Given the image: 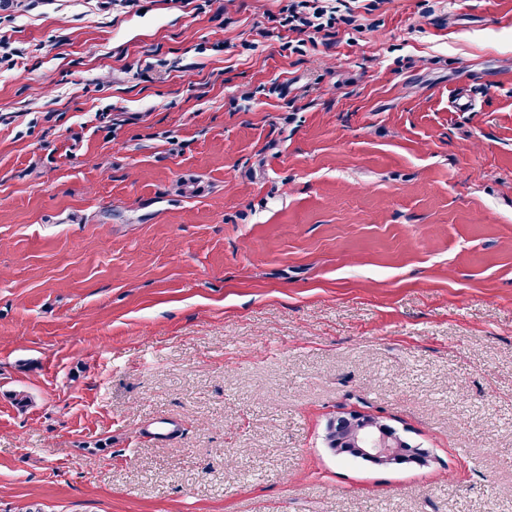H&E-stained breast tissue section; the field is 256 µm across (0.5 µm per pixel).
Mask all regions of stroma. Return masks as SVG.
<instances>
[{"mask_svg":"<svg viewBox=\"0 0 512 512\" xmlns=\"http://www.w3.org/2000/svg\"><path fill=\"white\" fill-rule=\"evenodd\" d=\"M294 2L0 0V512H512V0ZM327 12L328 10L318 12L316 16H314L315 21L295 14H292L291 17L293 21H299L300 25H296L295 27H298L300 31L304 32L309 41H316L314 35L321 34L322 32L325 37L335 34V32H331L330 30L335 28L337 20L335 17L336 11H329V14ZM325 442L336 454L353 450L381 467L412 459L408 443L393 427L359 411L342 412L330 420L326 426Z\"/></svg>","mask_w":512,"mask_h":512,"instance_id":"obj_1","label":"stroma"}]
</instances>
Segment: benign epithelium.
<instances>
[{
	"label": "benign epithelium",
	"mask_w": 512,
	"mask_h": 512,
	"mask_svg": "<svg viewBox=\"0 0 512 512\" xmlns=\"http://www.w3.org/2000/svg\"><path fill=\"white\" fill-rule=\"evenodd\" d=\"M325 442L336 454L353 450L381 467L411 460L408 443L393 427L359 411L343 412L330 420Z\"/></svg>",
	"instance_id": "1"
}]
</instances>
